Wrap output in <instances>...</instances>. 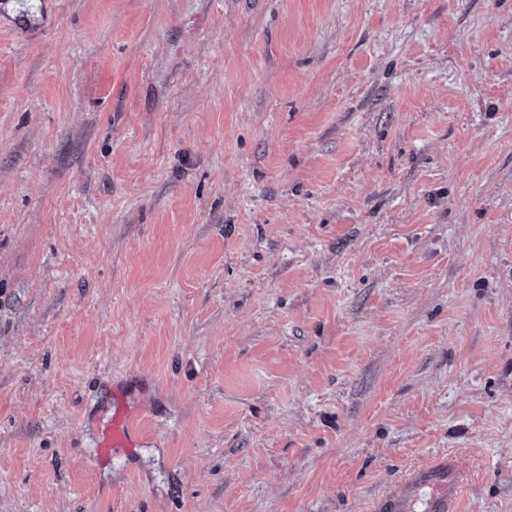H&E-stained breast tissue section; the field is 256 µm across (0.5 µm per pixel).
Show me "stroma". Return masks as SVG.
Here are the masks:
<instances>
[{"label": "stroma", "mask_w": 512, "mask_h": 512, "mask_svg": "<svg viewBox=\"0 0 512 512\" xmlns=\"http://www.w3.org/2000/svg\"><path fill=\"white\" fill-rule=\"evenodd\" d=\"M440 453L512 512V0H0V512H370ZM112 404V416L101 430L96 450L95 462L100 466L107 465L112 456L120 453L128 454L135 447L131 415L124 398L115 392Z\"/></svg>", "instance_id": "stroma-1"}]
</instances>
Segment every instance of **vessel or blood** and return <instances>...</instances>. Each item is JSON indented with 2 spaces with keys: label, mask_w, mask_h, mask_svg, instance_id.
Listing matches in <instances>:
<instances>
[{
  "label": "vessel or blood",
  "mask_w": 512,
  "mask_h": 512,
  "mask_svg": "<svg viewBox=\"0 0 512 512\" xmlns=\"http://www.w3.org/2000/svg\"><path fill=\"white\" fill-rule=\"evenodd\" d=\"M112 408L96 450L95 461L101 466L135 446L131 415L122 396H115ZM461 488L456 458L443 455L411 469L398 489L373 500L370 512H458Z\"/></svg>",
  "instance_id": "1"
}]
</instances>
